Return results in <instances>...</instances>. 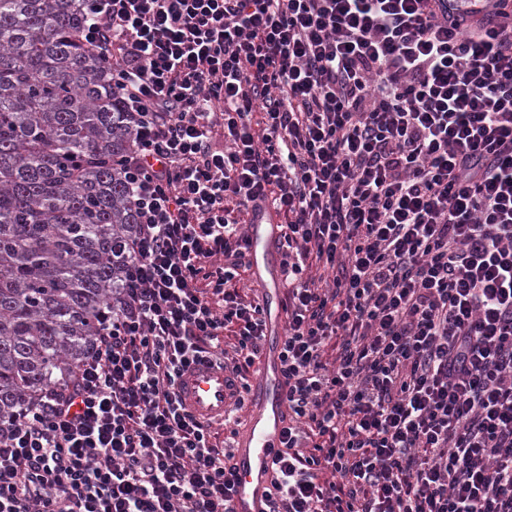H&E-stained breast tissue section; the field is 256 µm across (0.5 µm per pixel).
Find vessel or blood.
<instances>
[{"instance_id":"1","label":"vessel or blood","mask_w":512,"mask_h":512,"mask_svg":"<svg viewBox=\"0 0 512 512\" xmlns=\"http://www.w3.org/2000/svg\"><path fill=\"white\" fill-rule=\"evenodd\" d=\"M247 235L252 255L262 258L271 278V286L263 295V304L269 308L278 303L281 288V259L273 248L276 227L260 217L248 226ZM283 341V321L277 316L268 318L262 362L252 386L249 428L234 452L233 464L238 478L233 494L234 512L268 510L272 464L284 450L288 425L287 386L280 360ZM231 381L228 372L198 365L182 378L181 396L196 415L221 416L232 400Z\"/></svg>"}]
</instances>
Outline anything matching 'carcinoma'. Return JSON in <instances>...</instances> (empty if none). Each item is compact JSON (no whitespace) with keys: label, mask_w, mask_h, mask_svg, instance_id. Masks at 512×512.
Returning a JSON list of instances; mask_svg holds the SVG:
<instances>
[{"label":"carcinoma","mask_w":512,"mask_h":512,"mask_svg":"<svg viewBox=\"0 0 512 512\" xmlns=\"http://www.w3.org/2000/svg\"><path fill=\"white\" fill-rule=\"evenodd\" d=\"M86 0H0V421L73 374L110 313L135 217L122 100Z\"/></svg>","instance_id":"carcinoma-1"}]
</instances>
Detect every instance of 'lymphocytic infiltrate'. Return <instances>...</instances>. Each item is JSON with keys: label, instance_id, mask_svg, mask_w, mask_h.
Instances as JSON below:
<instances>
[{"label": "lymphocytic infiltrate", "instance_id": "f902f5d3", "mask_svg": "<svg viewBox=\"0 0 512 512\" xmlns=\"http://www.w3.org/2000/svg\"><path fill=\"white\" fill-rule=\"evenodd\" d=\"M89 3L137 224L94 348L0 426V512H233V453L178 386L227 370L242 408L266 317L233 284L240 218L269 213L289 420L268 512H512V14Z\"/></svg>", "mask_w": 512, "mask_h": 512}]
</instances>
